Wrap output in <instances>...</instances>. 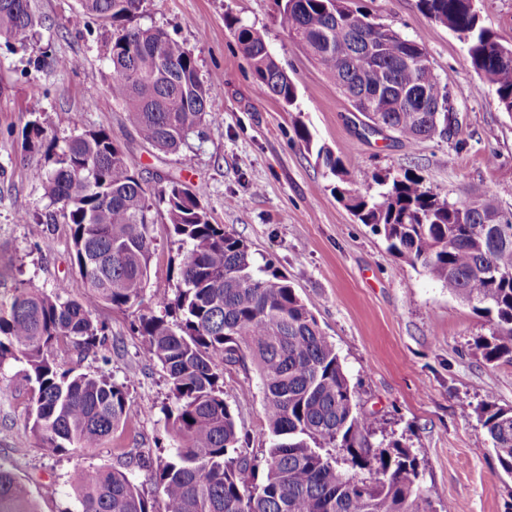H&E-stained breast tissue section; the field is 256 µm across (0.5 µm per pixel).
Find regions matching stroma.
I'll return each instance as SVG.
<instances>
[{"instance_id": "1", "label": "stroma", "mask_w": 512, "mask_h": 512, "mask_svg": "<svg viewBox=\"0 0 512 512\" xmlns=\"http://www.w3.org/2000/svg\"><path fill=\"white\" fill-rule=\"evenodd\" d=\"M414 41L454 93L461 133L410 144L364 140L353 129L354 111L319 66L281 29L275 0H145L138 22L168 31L190 49L199 75L211 84L210 119L181 149L165 154L140 141L110 91L112 28L98 22L76 28L78 0H33L40 19L34 46L12 50L0 42V295L19 281L49 293L82 297L85 284L73 264L68 225L43 224L48 209L41 175L43 155L22 158L17 136L30 106L58 141L75 123L105 128L121 145L149 189L168 179L203 187L212 223L224 225L250 247L257 263L284 273L335 344L360 405L375 418L373 443L397 440L416 456L422 486L452 512H512V478L500 469L480 420L483 404L512 408V364L486 362L475 344L490 324L446 288L387 249L383 237L358 223L332 192L334 177L307 150L296 130L307 127L316 144L339 156L352 182L365 173H409L442 198L490 190L512 210V115L496 103L494 88L469 64L458 35L424 15L418 0H347ZM259 31L298 88L293 106L264 94L225 15ZM70 60L60 69L37 63L39 49ZM28 212L29 222L18 220ZM155 250L144 291L145 307L174 294L185 252L155 206ZM110 330L95 355L77 360L71 347L53 356L61 368L105 372L129 389V424L102 447L42 455L30 429L26 366L0 367V464L31 491L56 481L60 492L42 512H70L68 479L78 470L111 466L115 448L131 455L167 457L170 436L163 408L170 389L160 366L143 355L131 329L133 312L101 305ZM224 399L250 448L268 446L263 394L253 367L224 371Z\"/></svg>"}]
</instances>
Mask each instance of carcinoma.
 <instances>
[{"mask_svg": "<svg viewBox=\"0 0 512 512\" xmlns=\"http://www.w3.org/2000/svg\"><path fill=\"white\" fill-rule=\"evenodd\" d=\"M143 2L80 0L70 24L112 25V97L144 142L176 153L206 124L211 88L183 43L135 23ZM277 3L280 27L338 89L369 94L368 105L358 108L362 137L386 131L410 144L448 137V112L429 108L447 103L451 88L418 59L415 43L381 22L360 25L367 13H344L336 0ZM418 6L459 36L472 68L512 115V46L483 24L475 0H418ZM38 24L31 0H0V41L26 50ZM225 25L258 86L293 105L297 86L262 35L229 14ZM29 115L23 154L53 160L42 178L51 206L42 222L69 225L74 265L87 288L75 299L20 282L0 298V367L7 360L27 365L32 432L52 458L70 448H99L128 422L124 384L104 373L63 369L51 349L62 342L80 358L93 353L108 336L95 307L142 304L154 214L150 194L105 129H82L60 149L40 115ZM317 158L336 177L337 199L383 236L391 253L488 318L490 336L477 344L482 357L512 364V210L500 208L488 190L442 199L406 173L368 174L379 189L364 193L344 181L347 173L330 149L318 147ZM153 195L186 246L174 297L156 298L161 314L142 313L135 324L143 353L170 384L172 453L148 476L150 491L135 482L125 452L110 467L77 473L69 481L77 512H436L410 449L397 441L372 445L371 414L361 409L335 345L288 278L256 265L242 239L210 222L201 189L171 180ZM249 363L269 432L260 461L224 400V368ZM481 421L502 472L512 478V409L487 403ZM57 494L51 481L33 496L0 465V512H39L36 498Z\"/></svg>", "mask_w": 512, "mask_h": 512, "instance_id": "1", "label": "carcinoma"}]
</instances>
